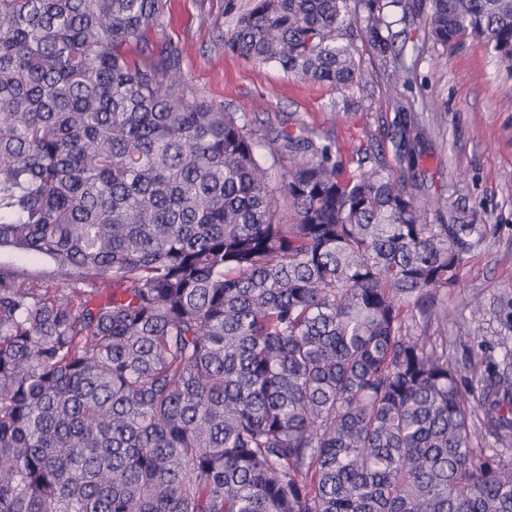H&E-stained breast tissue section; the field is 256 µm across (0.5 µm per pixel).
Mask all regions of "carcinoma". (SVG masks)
Wrapping results in <instances>:
<instances>
[{
    "instance_id": "obj_1",
    "label": "carcinoma",
    "mask_w": 512,
    "mask_h": 512,
    "mask_svg": "<svg viewBox=\"0 0 512 512\" xmlns=\"http://www.w3.org/2000/svg\"><path fill=\"white\" fill-rule=\"evenodd\" d=\"M397 9L512 75V0H253L228 41L345 93L364 36L396 173L178 93L184 47L126 51L168 0H0V248L58 278L0 269V512H512L474 443L512 446V351L476 390L412 332L498 228L430 220ZM0 268L17 270L44 285L54 286L57 283L56 264L47 256L30 255L7 247L1 248Z\"/></svg>"
}]
</instances>
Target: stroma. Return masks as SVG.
I'll return each mask as SVG.
<instances>
[{
    "mask_svg": "<svg viewBox=\"0 0 512 512\" xmlns=\"http://www.w3.org/2000/svg\"><path fill=\"white\" fill-rule=\"evenodd\" d=\"M252 0H169L163 29L149 30L150 43L184 44L185 82L180 91L247 114L252 128L306 126L334 135L345 154L390 150L385 135L394 116L391 89L366 40L355 39V58L367 78L350 92L284 76L227 46L237 13ZM409 67L407 96L425 134L419 166L432 179L447 210L468 212L478 224L500 231L471 261L449 294L447 319L419 324V332L448 339V354L469 379L483 374L484 355L501 359L512 350V77L499 71L484 44L466 40L454 48L434 44L423 25L410 21L395 42ZM0 268L55 285L56 264L43 255L0 249ZM482 299L485 315L470 318ZM466 323L471 339L459 342Z\"/></svg>",
    "mask_w": 512,
    "mask_h": 512,
    "instance_id": "stroma-1",
    "label": "stroma"
}]
</instances>
